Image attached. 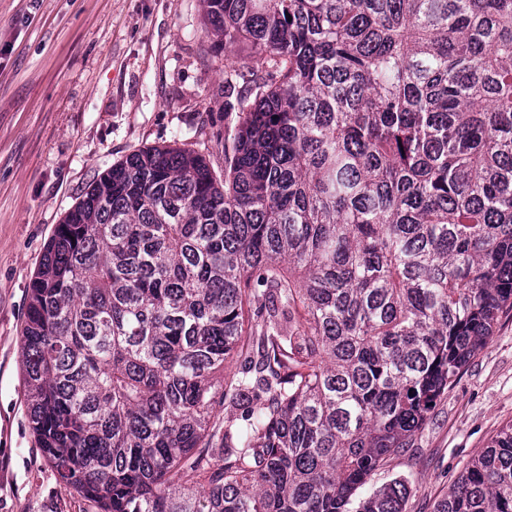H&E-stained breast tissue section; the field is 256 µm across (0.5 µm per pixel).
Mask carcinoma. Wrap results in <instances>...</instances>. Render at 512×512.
Listing matches in <instances>:
<instances>
[{
	"label": "carcinoma",
	"mask_w": 512,
	"mask_h": 512,
	"mask_svg": "<svg viewBox=\"0 0 512 512\" xmlns=\"http://www.w3.org/2000/svg\"><path fill=\"white\" fill-rule=\"evenodd\" d=\"M203 6L266 64L224 173L143 147L57 226L32 428L99 512H404L360 488L512 308V0ZM434 512H512V423Z\"/></svg>",
	"instance_id": "1"
}]
</instances>
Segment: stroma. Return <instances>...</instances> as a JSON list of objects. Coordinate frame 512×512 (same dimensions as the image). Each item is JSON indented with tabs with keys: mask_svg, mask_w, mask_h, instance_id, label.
<instances>
[{
	"mask_svg": "<svg viewBox=\"0 0 512 512\" xmlns=\"http://www.w3.org/2000/svg\"><path fill=\"white\" fill-rule=\"evenodd\" d=\"M201 0H0V512H97L58 480L30 428L22 331L30 285L65 214L132 152L174 143L224 167L229 65ZM512 423V310L438 400L411 448L363 488L411 481L404 512H433Z\"/></svg>",
	"mask_w": 512,
	"mask_h": 512,
	"instance_id": "stroma-1",
	"label": "stroma"
}]
</instances>
